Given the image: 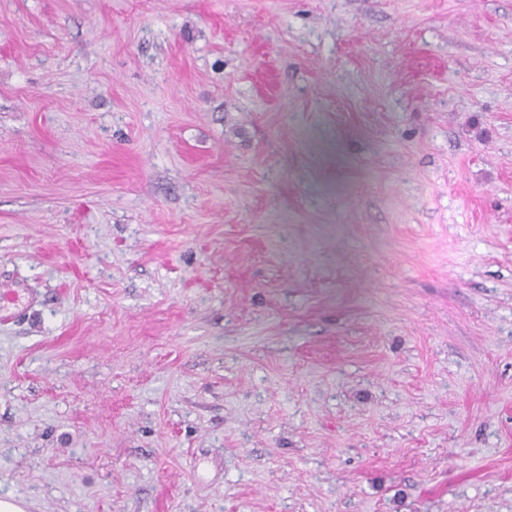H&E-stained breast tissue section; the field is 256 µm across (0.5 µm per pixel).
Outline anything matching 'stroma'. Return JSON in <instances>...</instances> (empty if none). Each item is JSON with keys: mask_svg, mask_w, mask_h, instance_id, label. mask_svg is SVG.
Wrapping results in <instances>:
<instances>
[{"mask_svg": "<svg viewBox=\"0 0 512 512\" xmlns=\"http://www.w3.org/2000/svg\"><path fill=\"white\" fill-rule=\"evenodd\" d=\"M0 497L512 512V0H0Z\"/></svg>", "mask_w": 512, "mask_h": 512, "instance_id": "obj_1", "label": "stroma"}]
</instances>
